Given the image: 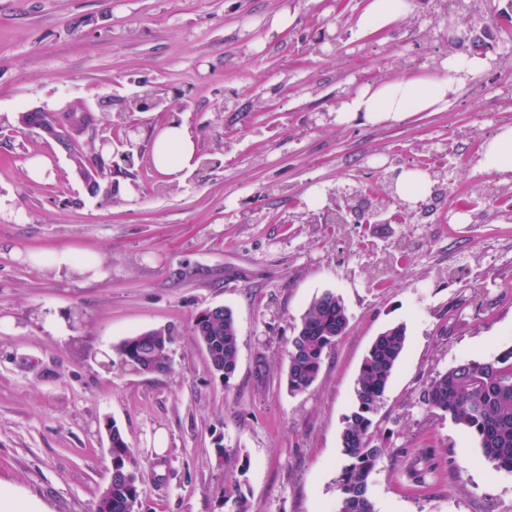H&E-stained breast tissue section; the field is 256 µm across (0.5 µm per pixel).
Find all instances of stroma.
Instances as JSON below:
<instances>
[{"label": "stroma", "mask_w": 512, "mask_h": 512, "mask_svg": "<svg viewBox=\"0 0 512 512\" xmlns=\"http://www.w3.org/2000/svg\"><path fill=\"white\" fill-rule=\"evenodd\" d=\"M368 0H0V512H94L111 474L105 421L123 432L142 474L140 512H336L344 421L371 345L406 328L401 359L373 417L387 454L371 476L377 512H512V470L476 438L427 411L429 380L512 347V202L491 211L496 235L447 223L325 224L320 207H375V180L398 209L396 182L429 163L440 190L468 185L482 204L478 158L447 140L512 122V41L487 42L488 73L437 112L400 122L340 123L367 83L435 70L450 49L442 0H411L400 24L355 23ZM294 24L273 26L281 13ZM330 24L336 48L310 35ZM429 33L401 46V27ZM151 89L185 91L177 118L197 145L182 180L150 156L165 112L95 113L118 141L136 123L134 166L89 193L67 153L20 129L33 106L95 104ZM50 168L31 180L29 159ZM411 258L386 261L397 243ZM98 259L101 275H54V254ZM346 309V333L309 390L286 385L288 350L310 303ZM230 309L238 363L212 373L191 334L202 310ZM169 330L170 367L143 374L116 352L126 337Z\"/></svg>", "instance_id": "stroma-1"}]
</instances>
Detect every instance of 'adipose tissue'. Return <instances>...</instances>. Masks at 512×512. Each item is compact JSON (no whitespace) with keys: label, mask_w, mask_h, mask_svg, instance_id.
I'll return each instance as SVG.
<instances>
[{"label":"adipose tissue","mask_w":512,"mask_h":512,"mask_svg":"<svg viewBox=\"0 0 512 512\" xmlns=\"http://www.w3.org/2000/svg\"><path fill=\"white\" fill-rule=\"evenodd\" d=\"M409 11V0H369L357 19V27L362 31L380 30L396 23ZM483 65L479 58L463 65L449 57L442 60L434 73L366 85L340 105L336 120L340 123L358 118L374 124L400 122L415 113L439 109L447 105L457 84L474 76ZM151 160L164 179H179L183 171L196 163L195 142L188 129L176 121L160 128L153 140ZM480 164L488 174H512V127L500 128L487 140Z\"/></svg>","instance_id":"ef3b65f1"}]
</instances>
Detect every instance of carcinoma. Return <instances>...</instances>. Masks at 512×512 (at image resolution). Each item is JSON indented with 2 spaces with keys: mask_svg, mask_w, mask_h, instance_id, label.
<instances>
[{
  "mask_svg": "<svg viewBox=\"0 0 512 512\" xmlns=\"http://www.w3.org/2000/svg\"><path fill=\"white\" fill-rule=\"evenodd\" d=\"M21 124L56 135L47 112H24ZM348 317L342 301L332 293L314 300L305 311L288 351L286 382L290 392L303 393L315 382L326 352L345 334ZM195 340L207 351L211 370L228 380L238 363V332L233 313L225 308L197 315L191 326ZM172 336L162 329L124 339L119 357L145 371L169 369ZM406 343V328L381 332L366 355L356 380L355 407L342 431L347 462L336 479L339 512H375L369 480L385 455L372 441V416L390 381ZM431 413L449 415L478 440L484 456L512 469V347L489 361L468 360L437 374L422 392ZM112 463L119 473L112 478V512H129L140 498L137 463L117 426H112Z\"/></svg>",
  "mask_w": 512,
  "mask_h": 512,
  "instance_id": "cac0c4a2",
  "label": "carcinoma"
}]
</instances>
